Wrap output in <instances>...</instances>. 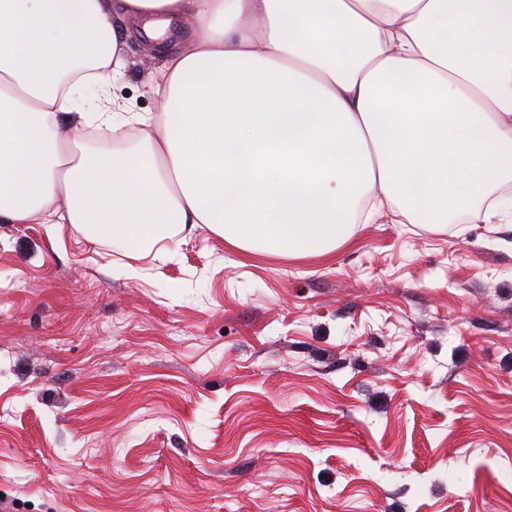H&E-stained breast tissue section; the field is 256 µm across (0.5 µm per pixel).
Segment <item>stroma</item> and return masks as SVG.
Segmentation results:
<instances>
[{"label":"stroma","mask_w":512,"mask_h":512,"mask_svg":"<svg viewBox=\"0 0 512 512\" xmlns=\"http://www.w3.org/2000/svg\"><path fill=\"white\" fill-rule=\"evenodd\" d=\"M191 30L133 35L114 93L158 113ZM88 236L0 220L8 512H512V218L302 259Z\"/></svg>","instance_id":"1"}]
</instances>
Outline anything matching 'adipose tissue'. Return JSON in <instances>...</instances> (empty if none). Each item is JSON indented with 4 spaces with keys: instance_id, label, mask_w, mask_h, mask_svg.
Instances as JSON below:
<instances>
[{
    "instance_id": "ef3b65f1",
    "label": "adipose tissue",
    "mask_w": 512,
    "mask_h": 512,
    "mask_svg": "<svg viewBox=\"0 0 512 512\" xmlns=\"http://www.w3.org/2000/svg\"><path fill=\"white\" fill-rule=\"evenodd\" d=\"M189 16L153 75L110 93L125 20ZM122 151L72 132L106 129ZM512 181V0H0V217L131 248L204 224L231 247L329 254L359 208L491 223Z\"/></svg>"
}]
</instances>
